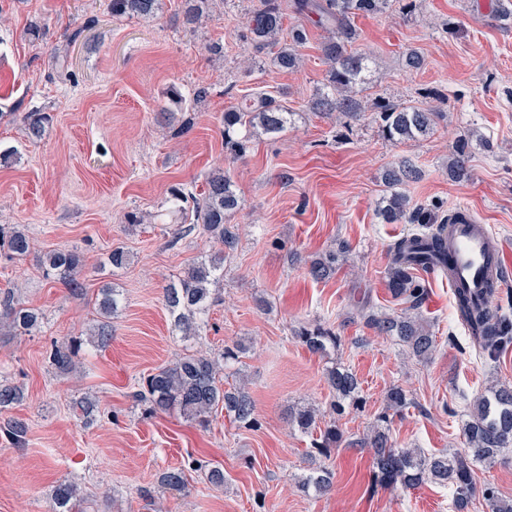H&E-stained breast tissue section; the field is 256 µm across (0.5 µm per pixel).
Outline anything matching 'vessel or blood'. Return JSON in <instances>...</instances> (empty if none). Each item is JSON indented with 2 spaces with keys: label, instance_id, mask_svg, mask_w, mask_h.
<instances>
[{
  "label": "vessel or blood",
  "instance_id": "1",
  "mask_svg": "<svg viewBox=\"0 0 512 512\" xmlns=\"http://www.w3.org/2000/svg\"><path fill=\"white\" fill-rule=\"evenodd\" d=\"M451 289L466 290L476 305L489 306L505 267L502 243L487 225L477 222L471 211L459 208L448 232Z\"/></svg>",
  "mask_w": 512,
  "mask_h": 512
}]
</instances>
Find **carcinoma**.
<instances>
[{
	"instance_id": "obj_1",
	"label": "carcinoma",
	"mask_w": 512,
	"mask_h": 512,
	"mask_svg": "<svg viewBox=\"0 0 512 512\" xmlns=\"http://www.w3.org/2000/svg\"><path fill=\"white\" fill-rule=\"evenodd\" d=\"M182 24L190 32L202 24L216 8L215 0H183ZM388 0H293V11L324 30L327 36L320 44L322 57L327 64L324 89L307 102V108L327 118L336 114L355 119L362 112L375 113L379 129L389 141H417L429 137L442 113L433 108L408 106L378 98L368 104L360 96L365 83L367 56L353 51L358 38L355 20L380 12ZM160 0H110L112 17L116 19L148 18L159 10ZM287 7L283 0H260L259 6L248 17L243 39L256 53L267 55L269 64L290 71L299 67L300 48L308 41L303 25L284 28ZM27 132L39 137L50 115L45 112H28L23 117ZM292 112L276 103L272 97L261 93L257 100L233 107L224 112V145L236 157L249 149V136L245 131L257 129L269 136H279L288 131ZM419 175L417 167L409 160L386 171L384 181L390 194L382 199L381 216L390 224H424L427 231L396 240L390 247L392 262L387 271L386 285L395 298L410 302L412 311L423 300L424 288L413 276L419 267L436 261L448 263V221L454 215L440 216L422 205H413L395 187ZM448 176L454 181L470 177V151L468 142L459 140L448 160ZM177 202H193V223L201 224L209 232L218 251L205 255L190 264L177 281L165 289L166 303L173 317L174 327L186 335L196 330L197 320L215 301L213 286L224 278V252L237 247L238 234L231 217L241 202L232 181L221 170L211 172L200 196L188 198L179 192L173 195ZM32 243L28 233L16 224H0V257L8 259L28 256ZM338 254L330 253L315 259L310 274L316 280L330 278L336 270ZM44 276L62 282L69 288H82L79 277L84 268V255L73 247L54 250L39 257ZM95 306L101 321L93 329V339L105 346L112 339L111 319L118 306L116 289H100ZM459 317L474 341L485 352L493 354L512 342V317L495 306L483 311L473 305L465 291L456 296ZM42 321L41 312L25 305L11 290L0 291V329L10 336H26ZM367 322L379 332L402 342L414 358L429 359L436 349L435 336L430 326L418 316L367 315ZM296 338L313 353H323L339 342L330 328L303 327L295 332ZM79 349L76 341L56 345L50 353V362L60 372L72 370ZM236 351L227 347L222 360L203 354H186L175 362L160 367L140 383L135 398L148 405L151 413L178 411L186 419L204 427L213 411L222 408L239 423H255L254 404L241 386L224 387L219 373L222 362L235 358ZM329 387L336 394L334 409L344 411V402L357 405L361 402L360 382L347 369L332 367L327 370ZM24 399L21 387L0 381V413L13 408ZM408 404L406 391L400 386L391 387L386 394V411L377 418L366 444L372 456L376 482L384 486L400 485L416 488L426 481L445 484L454 488L455 512H468L476 493H481L492 512H512V504L500 500L492 487L477 490L474 463L494 466L503 449L512 444V386L493 382L484 395L473 404L470 420L464 430L466 447L452 454L441 452L426 455L418 448H398L389 437V411L399 412ZM83 419L88 420L97 409V401L85 395L73 402ZM293 422L307 433L315 428L313 411L299 409ZM13 444H24L28 427L19 420L8 419L0 426ZM343 442L338 427L330 424L320 431L315 448L320 456L329 458L332 451ZM330 471L324 465L303 478L302 486L323 493L330 488ZM49 512H86L84 500L78 497L73 483L63 480L56 484L51 496Z\"/></svg>"
}]
</instances>
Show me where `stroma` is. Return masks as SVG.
<instances>
[{
	"instance_id": "35a3bbf8",
	"label": "stroma",
	"mask_w": 512,
	"mask_h": 512,
	"mask_svg": "<svg viewBox=\"0 0 512 512\" xmlns=\"http://www.w3.org/2000/svg\"><path fill=\"white\" fill-rule=\"evenodd\" d=\"M109 0H0V224L21 225L30 256L0 259V290L17 289L43 314L28 336L0 332V377L25 398L8 412L29 427L18 447L0 432V512H48L54 485L74 482L87 512H453V488L374 484L365 445L386 393L400 385L408 405L394 414L392 440L428 453L464 446L468 408L487 384H512V344L483 354L458 317L448 279L416 272L426 290L419 308L437 348L429 360L409 355L397 339L371 327L369 312L400 315L409 307L386 287L388 247L415 232L377 215L383 171L411 160L418 179L401 185L412 203L440 213L467 206L506 242L512 262V22L497 18L498 0H417L404 16L397 0L357 20L358 51L369 58L363 100L384 96L445 114L428 139H383L372 112L351 122L314 115L306 102L327 66L322 29L309 30L299 69L268 64L246 70L243 40L253 0H224L192 33L179 17L182 0H163L150 19H115ZM224 50L214 55L212 44ZM68 50V68L54 59ZM425 59L409 72L402 55ZM209 89L194 102L197 86ZM264 88L293 110L288 131L253 137L247 154L224 147L225 110ZM182 103H172L171 90ZM174 112L184 127L171 135L160 116ZM51 117L41 137H28L25 113ZM469 137L471 176L449 179L456 141ZM230 177L241 209L235 250L224 255L199 335L173 329L165 287L189 264L213 253L200 229L184 232L172 213V189L196 192L215 169ZM142 215L130 224L127 213ZM123 247L131 260L115 270L105 258ZM81 250L84 287L74 292L47 280L37 257L53 249ZM344 249L326 280L313 279V259ZM112 285L120 305L106 347L89 343L95 298ZM322 325L340 342L310 353L296 329ZM82 339L76 369L57 372L54 345ZM242 344L225 365L224 384L244 386L256 422L245 426L215 412L202 428L172 414L153 415L136 401L140 377L188 351L220 357ZM351 370L363 405L335 413L325 382L332 366ZM93 395L95 419L84 423L75 399ZM314 408L319 425L336 424L343 442L330 465L333 485L323 495L301 490L309 472L313 434L289 421L293 408ZM224 483L207 480L211 467ZM183 469L185 486L160 482Z\"/></svg>"
}]
</instances>
